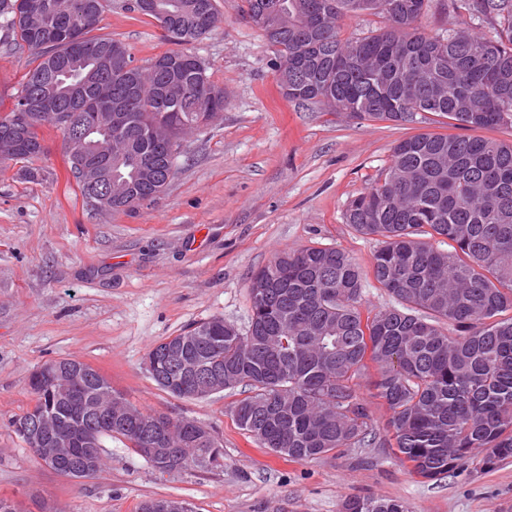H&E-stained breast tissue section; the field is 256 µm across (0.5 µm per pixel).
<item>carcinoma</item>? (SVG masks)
<instances>
[{
	"instance_id": "cac0c4a2",
	"label": "carcinoma",
	"mask_w": 512,
	"mask_h": 512,
	"mask_svg": "<svg viewBox=\"0 0 512 512\" xmlns=\"http://www.w3.org/2000/svg\"><path fill=\"white\" fill-rule=\"evenodd\" d=\"M0 0L4 42L28 48L34 66L13 107L0 118V164L43 155L25 107L51 96L90 130L82 152L75 129L62 128L66 163L89 204L84 169L112 177V199L100 211L135 208L160 197L176 170L172 147L224 110V90L201 59L180 49L202 39L218 19L216 0H163L173 16L127 9L155 19L175 48L145 68L127 47L94 36L103 0ZM272 16L275 61L288 65L290 101L316 103L362 120L416 123L430 111L465 129L512 126V0H450L465 26L433 34L423 20L429 0H286ZM387 25L355 41L339 38L350 15ZM72 26L95 54L75 56ZM346 223L380 238L374 280L395 304L364 317V276L336 247L275 256L249 286L247 329L222 318L198 323L148 354L152 379L179 398L202 399L175 376L168 349L189 347L219 367L224 388L249 395L235 421L261 447L290 461L376 443L366 401L354 380L378 367L373 396L390 410L387 433L395 458L435 480L477 448L484 468L512 459V143L419 132L399 141L379 182L354 198ZM448 240L438 249L425 236ZM33 409L62 430L96 425L94 447L58 449L56 472L88 478L104 464L102 439L121 437L159 473L169 462L147 454L155 413L119 405L102 375L73 395L32 376ZM169 448H185L181 469L212 471L220 455L204 427L170 419ZM341 512H408L397 500L351 497Z\"/></svg>"
}]
</instances>
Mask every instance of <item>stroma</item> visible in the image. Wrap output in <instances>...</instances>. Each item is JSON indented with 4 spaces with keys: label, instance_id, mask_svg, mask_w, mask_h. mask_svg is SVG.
Masks as SVG:
<instances>
[{
    "label": "stroma",
    "instance_id": "obj_1",
    "mask_svg": "<svg viewBox=\"0 0 512 512\" xmlns=\"http://www.w3.org/2000/svg\"><path fill=\"white\" fill-rule=\"evenodd\" d=\"M217 3L216 27L187 50L223 88L224 110L181 139L159 198L129 211L88 209L58 132L31 162L38 179L21 164L0 166V496L27 512H138L149 498L193 512H340L350 497L396 499L408 512H512V460L487 471L477 455L438 480L378 447L288 461L237 426L243 388L178 398L147 372L148 351L195 323L220 317L246 328L250 277L283 251L344 250L367 273L362 311L391 306L369 275L379 239L356 232L344 212L381 179L399 140L446 130L287 100L276 48L243 18L242 0ZM97 33L123 42L140 66L170 48L158 22L125 0H105ZM31 66L27 49L0 46V113ZM61 358L94 366L140 409L206 428L223 468L162 475L121 438L104 439V466L92 477L45 467L8 423L35 404L32 372Z\"/></svg>",
    "mask_w": 512,
    "mask_h": 512
}]
</instances>
